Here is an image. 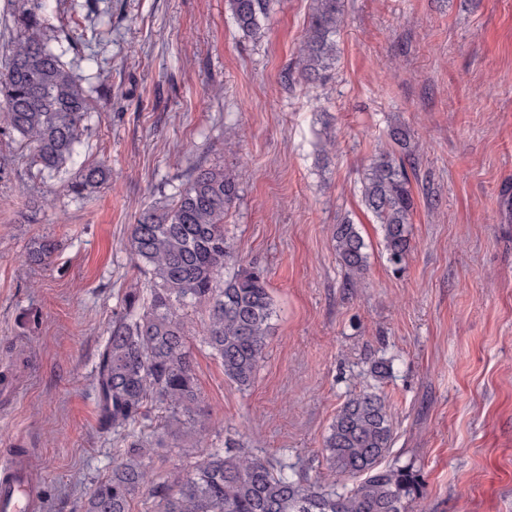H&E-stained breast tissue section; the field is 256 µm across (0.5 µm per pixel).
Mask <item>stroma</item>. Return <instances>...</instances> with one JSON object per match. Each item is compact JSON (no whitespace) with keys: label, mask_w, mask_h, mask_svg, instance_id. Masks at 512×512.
Returning <instances> with one entry per match:
<instances>
[{"label":"stroma","mask_w":512,"mask_h":512,"mask_svg":"<svg viewBox=\"0 0 512 512\" xmlns=\"http://www.w3.org/2000/svg\"><path fill=\"white\" fill-rule=\"evenodd\" d=\"M342 5L336 60L309 89L295 75L310 0H277L257 40L225 0H52L51 45L94 89L83 146L44 177L0 124V457L24 451L39 512H85L117 460L97 367L119 297L144 281L132 224L215 165L238 184L228 242L265 269L276 315L242 389L191 314L203 439L156 449L152 484L227 439L316 480L337 410L370 388L389 404L387 461L417 471L426 512H512V0ZM394 122L415 169L399 265L359 192ZM96 162L109 181L68 192ZM347 220L369 245L358 278L333 247ZM42 238L52 258L27 261Z\"/></svg>","instance_id":"1"}]
</instances>
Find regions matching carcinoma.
I'll return each instance as SVG.
<instances>
[{"label": "carcinoma", "mask_w": 512, "mask_h": 512, "mask_svg": "<svg viewBox=\"0 0 512 512\" xmlns=\"http://www.w3.org/2000/svg\"><path fill=\"white\" fill-rule=\"evenodd\" d=\"M235 26L257 40L264 34L275 0H227ZM43 0H14L23 27L11 42L0 74L4 122L30 149L33 163L49 174L62 171L79 153L90 115L91 88L85 87L53 51L42 33ZM344 22L341 0H311L305 36L298 48L299 83L326 78L336 60V34ZM389 145L371 159L361 182L362 202L380 224L389 261L410 251L414 210L410 135L397 123ZM102 163L82 168L68 185L81 195L105 183ZM238 184L221 167L198 168L187 187L169 203L143 210L131 225L129 249L135 267L147 276L142 288L121 295L99 353L100 422L120 436L121 460L94 488L86 512H132L147 492L158 512H411L420 478L408 466L386 465L393 427L385 397L372 390L351 393L340 406L324 440L330 474L306 481L286 462L212 444L185 475L148 488V459L158 440L154 413L164 409L165 427L199 417L202 398L193 377L185 318L203 307L208 313L205 343L240 388L252 385L264 358L275 308L262 270L246 266L224 233V219L237 199ZM336 256L351 276L368 267L367 244L350 222L333 230ZM56 244L38 241L28 258L50 260ZM235 271L226 276V269ZM356 479L350 488L335 475Z\"/></svg>", "instance_id": "carcinoma-1"}]
</instances>
